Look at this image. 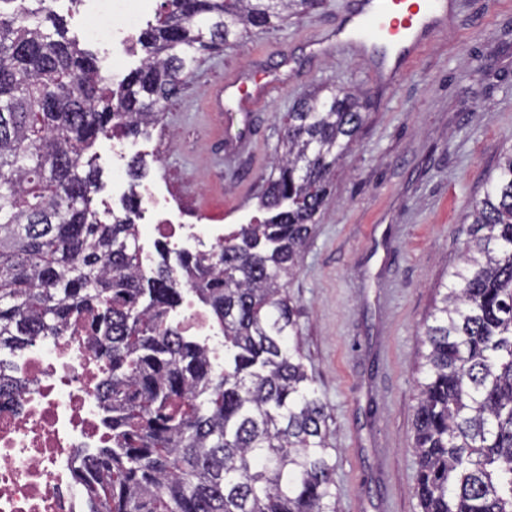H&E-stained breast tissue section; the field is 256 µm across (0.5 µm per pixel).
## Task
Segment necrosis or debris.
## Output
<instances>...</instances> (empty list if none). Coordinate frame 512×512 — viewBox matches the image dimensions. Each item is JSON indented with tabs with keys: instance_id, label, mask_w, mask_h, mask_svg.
<instances>
[{
	"instance_id": "4bbe7bcc",
	"label": "necrosis or debris",
	"mask_w": 512,
	"mask_h": 512,
	"mask_svg": "<svg viewBox=\"0 0 512 512\" xmlns=\"http://www.w3.org/2000/svg\"><path fill=\"white\" fill-rule=\"evenodd\" d=\"M86 3L96 18L88 35L105 49L130 48L150 15L149 0ZM137 201L150 230L139 243L141 271H149L159 249L176 255L203 245L198 225L184 223L155 185L144 184ZM167 318L203 342L212 366L223 368L224 340L203 309L189 301ZM12 362L25 388L22 409L0 406V512H86L79 453L99 447L105 436L98 394L104 364L91 349L87 328L78 321L64 335L40 337Z\"/></svg>"
}]
</instances>
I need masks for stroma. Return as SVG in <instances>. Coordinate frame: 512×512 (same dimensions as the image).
Returning <instances> with one entry per match:
<instances>
[{
	"label": "stroma",
	"mask_w": 512,
	"mask_h": 512,
	"mask_svg": "<svg viewBox=\"0 0 512 512\" xmlns=\"http://www.w3.org/2000/svg\"><path fill=\"white\" fill-rule=\"evenodd\" d=\"M350 0H319L278 28L249 29L204 56L135 151L141 176L114 170L112 144L92 150L102 184H155L194 224H245L292 104L330 86L363 90L359 134L336 171L286 292L298 309L303 363L328 403L336 512H420L414 406L418 332L460 262L474 197L512 145V0H460L392 84L358 57L309 58ZM277 87L243 118L210 93L232 76ZM246 142L237 166L215 154Z\"/></svg>",
	"instance_id": "35a3bbf8"
}]
</instances>
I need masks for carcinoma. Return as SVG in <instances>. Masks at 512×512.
<instances>
[{
  "mask_svg": "<svg viewBox=\"0 0 512 512\" xmlns=\"http://www.w3.org/2000/svg\"><path fill=\"white\" fill-rule=\"evenodd\" d=\"M313 0H164L117 86L47 0H0V353L90 320L110 431L83 461L87 512H336L328 405L282 284L362 124L344 87L295 103L259 210L202 254L139 270L138 210L98 219L102 139L160 122L183 76L248 26ZM462 265L422 327L414 493L421 512H512V147L470 204ZM193 287L224 370L167 323Z\"/></svg>",
  "mask_w": 512,
  "mask_h": 512,
  "instance_id": "carcinoma-1",
  "label": "carcinoma"
}]
</instances>
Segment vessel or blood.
I'll return each instance as SVG.
<instances>
[{
	"label": "vessel or blood",
	"mask_w": 512,
	"mask_h": 512,
	"mask_svg": "<svg viewBox=\"0 0 512 512\" xmlns=\"http://www.w3.org/2000/svg\"><path fill=\"white\" fill-rule=\"evenodd\" d=\"M444 0H353L342 24L318 40L317 51L339 58H363L377 73L395 76L410 64L432 39L443 22ZM388 43L394 54L386 60L375 53L376 42ZM223 91L242 111L270 97L266 84L243 90L239 79L227 80Z\"/></svg>",
	"instance_id": "b4317fda"
}]
</instances>
